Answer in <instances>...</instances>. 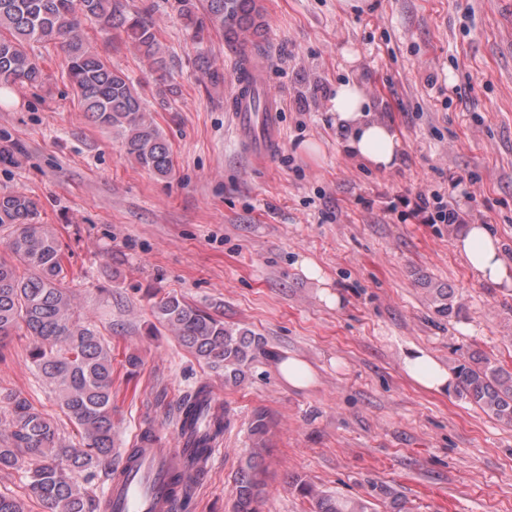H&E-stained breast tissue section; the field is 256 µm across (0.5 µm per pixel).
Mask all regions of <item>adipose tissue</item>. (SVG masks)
Here are the masks:
<instances>
[{
  "instance_id": "1",
  "label": "adipose tissue",
  "mask_w": 512,
  "mask_h": 512,
  "mask_svg": "<svg viewBox=\"0 0 512 512\" xmlns=\"http://www.w3.org/2000/svg\"><path fill=\"white\" fill-rule=\"evenodd\" d=\"M330 104L339 141L349 157L377 170L399 164L401 140L391 125L375 115L361 84L337 83ZM452 247L482 282L512 288V265L504 259L500 241L489 225L460 226ZM401 364L405 375L424 390L444 394L454 386L452 373L424 348H402Z\"/></svg>"
}]
</instances>
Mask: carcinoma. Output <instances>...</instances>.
<instances>
[{
    "instance_id": "obj_1",
    "label": "carcinoma",
    "mask_w": 512,
    "mask_h": 512,
    "mask_svg": "<svg viewBox=\"0 0 512 512\" xmlns=\"http://www.w3.org/2000/svg\"><path fill=\"white\" fill-rule=\"evenodd\" d=\"M173 8L197 44L210 29L224 34L238 58L241 77L267 34L260 0H174ZM88 23L125 37L155 72H166L172 56L159 43L153 25L142 13L130 11L125 0H0V88L17 84L36 87L44 73L29 52L32 42L65 46V68L84 111L127 141L128 154L159 178L173 170L169 145L147 111L142 93L123 71L86 46ZM37 203L21 192L0 194V226L13 227L8 253L0 256V341L25 327L34 343L33 366L53 386L60 408L81 432L82 447L69 448L56 423L27 399L8 394L10 431L0 438V470L26 468L28 496L45 512H102V502L75 480L101 459L112 456V352L96 330L81 322L69 289L55 237L39 222ZM425 300L434 313L449 317L461 303L452 289L420 279ZM157 323L172 332L195 357L224 372V382L249 377L264 350L260 336L232 328L224 320L176 296L154 306ZM461 397L479 406L505 426H512V372L484 358L469 357L458 366ZM178 420L190 432L182 466L203 472L213 445L232 423L224 405L198 387L185 396ZM267 414L256 412L250 422L251 446L244 450L236 472L233 512H260L266 494ZM296 487L314 501V512H369L368 500L333 496L299 480Z\"/></svg>"
}]
</instances>
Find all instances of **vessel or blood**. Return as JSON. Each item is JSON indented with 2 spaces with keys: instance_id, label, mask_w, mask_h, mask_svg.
<instances>
[{
  "instance_id": "obj_1",
  "label": "vessel or blood",
  "mask_w": 512,
  "mask_h": 512,
  "mask_svg": "<svg viewBox=\"0 0 512 512\" xmlns=\"http://www.w3.org/2000/svg\"><path fill=\"white\" fill-rule=\"evenodd\" d=\"M251 81L237 82L230 97L231 117L240 142L260 158H269L279 139L273 99L255 98V80L262 72L251 68ZM181 449L161 448L156 442L143 443L136 465L121 461L106 497L108 512H173L177 490L168 479Z\"/></svg>"
}]
</instances>
